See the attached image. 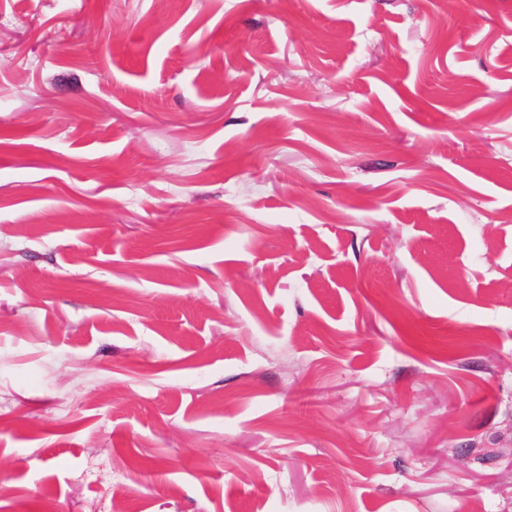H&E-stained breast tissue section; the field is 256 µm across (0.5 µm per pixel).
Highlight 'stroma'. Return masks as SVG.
I'll use <instances>...</instances> for the list:
<instances>
[{"mask_svg":"<svg viewBox=\"0 0 512 512\" xmlns=\"http://www.w3.org/2000/svg\"><path fill=\"white\" fill-rule=\"evenodd\" d=\"M512 512V0H0V512Z\"/></svg>","mask_w":512,"mask_h":512,"instance_id":"obj_1","label":"stroma"}]
</instances>
